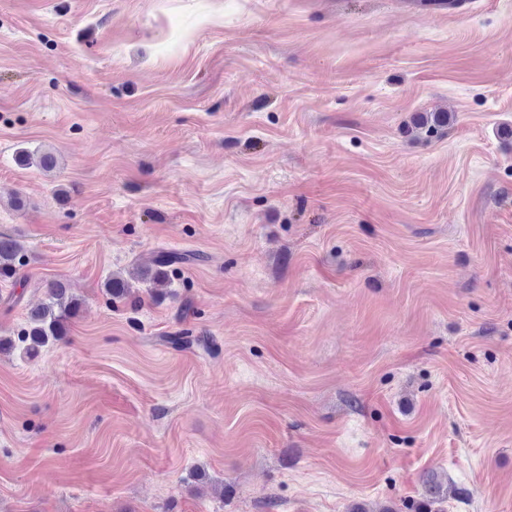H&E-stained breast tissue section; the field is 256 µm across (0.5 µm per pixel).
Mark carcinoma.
Segmentation results:
<instances>
[{
	"mask_svg": "<svg viewBox=\"0 0 512 512\" xmlns=\"http://www.w3.org/2000/svg\"><path fill=\"white\" fill-rule=\"evenodd\" d=\"M20 245L13 239L0 235V278L16 277L18 269L15 265ZM185 260L181 254L161 251L155 259L152 273L137 275L140 280L154 282L165 281L168 268ZM111 299L125 298L131 291L128 280L113 276L106 283ZM76 307V299L69 296L68 288L56 282L49 286L47 299L40 306L30 310L29 329L24 332L23 340L30 341L31 349L35 350L58 341L65 335V321L70 318Z\"/></svg>",
	"mask_w": 512,
	"mask_h": 512,
	"instance_id": "obj_1",
	"label": "carcinoma"
}]
</instances>
